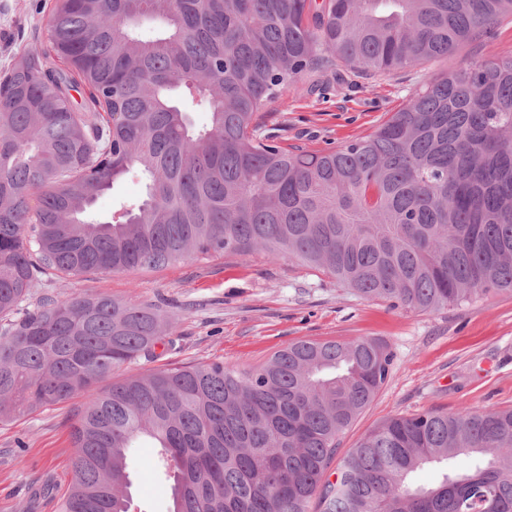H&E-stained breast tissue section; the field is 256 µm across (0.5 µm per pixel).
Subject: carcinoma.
<instances>
[{"label":"carcinoma","mask_w":512,"mask_h":512,"mask_svg":"<svg viewBox=\"0 0 512 512\" xmlns=\"http://www.w3.org/2000/svg\"><path fill=\"white\" fill-rule=\"evenodd\" d=\"M504 16L512 0H55L42 56L60 67L23 50L0 75V419L85 397L59 512H132L136 436L172 478L169 512H512V409L390 418L329 480L340 434L390 376L383 342L299 340L247 372L213 362L107 385L156 357L160 309L98 296L22 310L42 275L192 255L288 256L416 312L512 292V56L431 80L340 149L290 152L256 125L276 87L320 62L447 58ZM129 175L142 198L89 219ZM461 455L480 464L408 485Z\"/></svg>","instance_id":"1"}]
</instances>
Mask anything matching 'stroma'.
Listing matches in <instances>:
<instances>
[{
    "label": "stroma",
    "instance_id": "35a3bbf8",
    "mask_svg": "<svg viewBox=\"0 0 512 512\" xmlns=\"http://www.w3.org/2000/svg\"><path fill=\"white\" fill-rule=\"evenodd\" d=\"M54 0H0V72L20 50L41 51ZM512 55V17L489 43L390 73L352 71L341 62L279 86L258 112L261 133L290 151L341 148L372 133L431 79L486 50ZM108 295L159 307L172 344L150 361L124 364L113 379L150 369L224 361L247 371L297 340L377 339L394 351L392 372L371 403L339 437L347 452L387 419L425 410L512 407V293L433 312H414L358 297L322 272L281 257L186 258L156 272H106L42 279L29 304L43 298ZM83 403L40 407L0 420V512H58L70 482L73 415ZM152 442L127 454L131 493L142 512H169V484Z\"/></svg>",
    "mask_w": 512,
    "mask_h": 512
}]
</instances>
